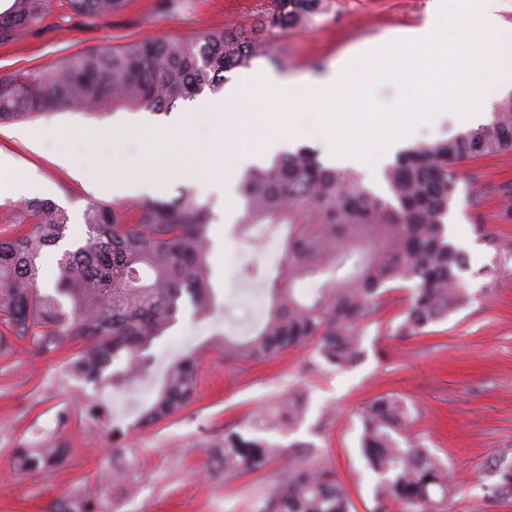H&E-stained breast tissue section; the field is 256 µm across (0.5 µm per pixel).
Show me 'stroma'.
Listing matches in <instances>:
<instances>
[{"label":"stroma","mask_w":512,"mask_h":512,"mask_svg":"<svg viewBox=\"0 0 512 512\" xmlns=\"http://www.w3.org/2000/svg\"><path fill=\"white\" fill-rule=\"evenodd\" d=\"M433 0H331L327 13L307 28L291 30L272 42L269 56L252 61V70L295 78L325 75L340 62L356 58L363 45L417 27ZM267 0H124L111 16L89 19L54 6L40 30L0 44V74L16 70L53 71L69 56L89 48L120 49L146 38H194L251 27ZM487 111L461 123L449 112L417 127L408 144L457 136L490 119L489 108L502 98L488 90ZM223 91H203L168 112L69 111L36 115L0 125V157L21 179L36 187L32 197L49 200L70 216L68 244L85 235L82 214L92 203L128 205L98 181L102 163L135 166L142 154L138 140L102 141L92 150L70 145L73 165L62 164L53 149L37 143L38 132L75 126L111 132L147 124L174 127L198 104L219 101ZM316 149L330 167L361 174L373 190L385 189L384 172L393 156L377 167L342 161L327 140L305 137L284 142ZM449 232L468 257L464 275L469 300L429 333L402 338L391 330L404 304L391 294L373 316L363 338L365 358L337 373L314 365L313 354L286 350L274 360L253 364L226 362L209 340L224 332L244 336L241 318H264L267 291L241 278L251 263L272 271L282 254L279 239H247L234 230L242 208L239 194L222 184L197 181L191 188L209 203L212 283L219 313L197 320L183 305L177 324L156 345L155 373L191 349L202 357L195 400L154 425L139 415L156 387L149 381L123 389L98 387L68 374L79 346L62 343L39 355L15 342L0 354V512H258L282 466L236 475L225 474L213 451L226 429L253 422L258 412L305 389L308 408L292 431L271 439L293 456L335 470L352 502L351 512H372L376 480L359 449L361 414L372 398L399 394L411 412L410 430L459 477L446 512H512V498L497 491L500 470L512 468V150L465 161L458 172ZM495 267L499 277L487 276ZM56 441L65 450L63 464L44 471H21L15 449Z\"/></svg>","instance_id":"1"}]
</instances>
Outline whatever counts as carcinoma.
<instances>
[{
	"mask_svg": "<svg viewBox=\"0 0 512 512\" xmlns=\"http://www.w3.org/2000/svg\"><path fill=\"white\" fill-rule=\"evenodd\" d=\"M123 0H67L79 17L102 18ZM53 0H12L0 12V42L33 33ZM329 0H269L258 20L270 36L306 27L326 13ZM270 41L245 30L190 39H148L122 50H88L45 74L25 70L0 76V124L58 109L166 112L208 88L224 73L266 56ZM512 149V95L500 100L489 123L454 138L401 150L387 168V193L373 191L352 170L326 166L299 147L265 166L247 169L237 192L243 206L238 231L259 238L282 235L283 253L264 280L270 305L245 340L229 335L212 344L224 360L259 363L284 350L309 347L336 372L355 367L362 337L392 292L406 293L403 320L392 335L428 333L468 300V260L449 237L448 218L457 167L466 159ZM123 209L92 203L83 213L85 237L61 251L53 292L40 285L41 260L67 237L69 215L55 203L26 201L10 215L0 240V347L24 340L41 354L64 341L82 344L71 372L94 384H132L152 368L154 344L177 322L183 301L193 315L218 312L208 263L212 212L193 191L172 202L145 200ZM198 353L165 368L143 410L147 422L183 409L195 390ZM307 403L297 393L249 430L224 432V473L264 468L282 445L263 433L293 427ZM409 410L395 393L376 397L362 416L360 448L376 475L377 512H442L455 488L448 466L406 432ZM24 471L64 460L62 448H17ZM261 512H351L336 472L290 460Z\"/></svg>",
	"mask_w": 512,
	"mask_h": 512,
	"instance_id": "carcinoma-1",
	"label": "carcinoma"
}]
</instances>
